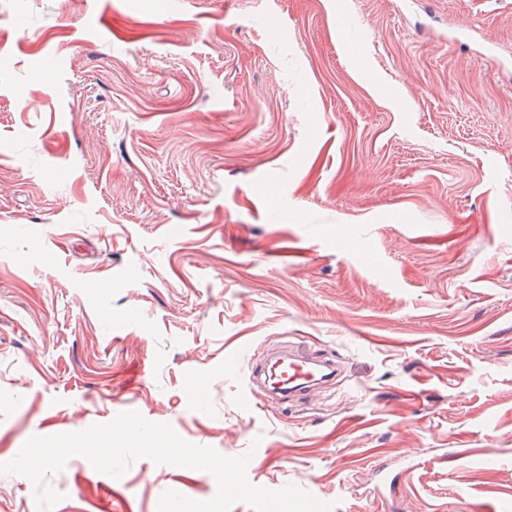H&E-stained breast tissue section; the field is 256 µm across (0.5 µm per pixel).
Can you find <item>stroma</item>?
I'll return each mask as SVG.
<instances>
[{
  "label": "stroma",
  "instance_id": "stroma-1",
  "mask_svg": "<svg viewBox=\"0 0 512 512\" xmlns=\"http://www.w3.org/2000/svg\"><path fill=\"white\" fill-rule=\"evenodd\" d=\"M506 226L512 0H0V463L135 410L333 512H512ZM295 346L339 383L244 399ZM46 482L53 512L217 490Z\"/></svg>",
  "mask_w": 512,
  "mask_h": 512
}]
</instances>
